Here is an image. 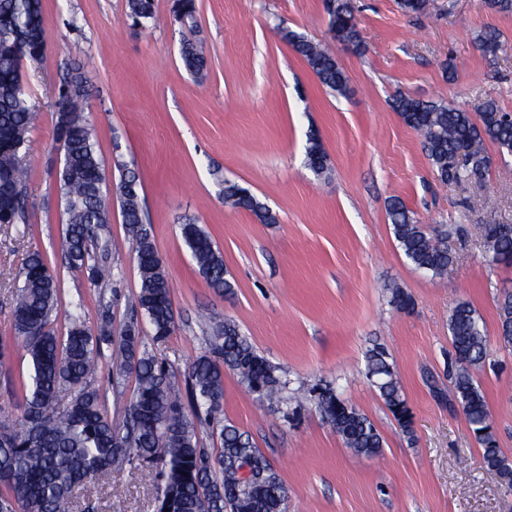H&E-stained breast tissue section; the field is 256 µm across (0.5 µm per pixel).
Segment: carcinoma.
<instances>
[{"label": "carcinoma", "instance_id": "carcinoma-1", "mask_svg": "<svg viewBox=\"0 0 512 512\" xmlns=\"http://www.w3.org/2000/svg\"><path fill=\"white\" fill-rule=\"evenodd\" d=\"M127 7L128 17L144 27L155 18L154 0H127ZM172 11L181 22L192 21L195 0H173ZM329 16L341 38L361 49L351 0H330ZM0 19L8 21L0 27V224H25L27 171L20 151L36 109L22 70L24 61H37L45 52L42 0H0ZM282 35L323 88L340 95L346 92L347 76L327 48L287 28ZM477 40L487 54L505 48L494 31L479 34ZM180 59L197 81L205 80L208 60L201 44L184 42ZM69 82L66 111L56 113L55 122V137H65L58 172L62 223L66 224L62 249L69 266L89 267L90 283L98 287L110 271L88 262L91 247L110 223L112 198L101 177L94 131L85 115L82 78L75 75ZM393 109L424 138L431 165L444 183L459 182L486 167L482 154L469 169L448 166V159L467 142L481 145L488 139L501 154L512 155L510 121L482 125L463 109L403 95L394 99ZM306 156L316 175L328 170V157L318 137L309 138ZM117 167L120 213L134 242L141 278L135 306L154 338L163 339L175 327L170 284L143 222L138 179L127 164ZM224 200L265 224L276 221L264 203L235 181H224ZM389 218L394 238L413 267L434 276L447 272L453 263L448 230L429 232L398 199L390 202ZM180 233L209 284L218 290L232 287L224 259L202 227L188 222L180 225ZM484 238L490 262L512 260V227L487 224ZM16 292L14 332L29 355L30 371L17 415L0 422V512H76V491L123 465L158 468V512H287L288 492L249 435L229 422L221 423L224 368L237 372L249 392L270 400L279 398L289 384L281 368L261 355L234 321L216 324L210 352L187 368L189 413L174 390L169 367L145 349L142 331L123 330L118 352L112 356V379L119 381L133 372L137 385L124 421L117 423L92 383L104 346L112 345L110 319L93 332L82 320L84 304L79 299L65 312L66 335H59L54 329L58 281L36 252L18 271ZM498 309L501 337L512 344L511 293L503 294ZM448 331L454 350L455 401L483 448V465L512 479V462L499 451L488 404L474 378L483 364L486 339L469 303L455 304ZM366 367L399 427L412 435V413L388 352L381 346L369 350ZM315 404L347 448L369 457L381 453L383 439L375 425L333 388H319ZM201 415L221 425V447L210 451L200 446L192 417ZM249 461L265 471L258 483L239 475Z\"/></svg>", "mask_w": 512, "mask_h": 512}]
</instances>
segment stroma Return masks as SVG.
Masks as SVG:
<instances>
[{"label": "stroma", "mask_w": 512, "mask_h": 512, "mask_svg": "<svg viewBox=\"0 0 512 512\" xmlns=\"http://www.w3.org/2000/svg\"><path fill=\"white\" fill-rule=\"evenodd\" d=\"M173 0H155V19L132 24L127 0H43L46 50L25 62L37 118L22 151L28 169V221L0 224V420L16 412L29 357L15 339L13 278L39 252L59 282L54 327L82 299L87 326L102 313L120 335L136 314L134 245L112 210L110 266L93 286L64 263L54 104L80 68L97 152L108 187L126 162L140 182L144 223L171 285L175 329L147 341L187 396V367L210 348L213 322L233 320L257 351L285 371L291 387L326 384L364 413L384 440L380 457L347 448L314 404L273 407L224 372L222 417L245 431L288 491L287 512H512V490L482 464L483 449L453 398L448 316L460 301L481 318L485 357L476 375L502 454L512 459V346L499 335L498 298L512 292V263H487L482 229L512 224V156L492 142L482 176L441 182L422 138L392 104L404 94L478 115L486 101L512 113V52L490 56L476 38L493 29L512 44V13L481 0H434L409 15L397 0H352L362 49L336 42L327 0H197L194 22L180 23ZM288 27L329 45L348 77L345 95L326 91L283 40ZM201 42L209 73L183 68L184 40ZM454 73H447L446 64ZM329 158L326 173L306 164L310 136ZM256 195L273 224L225 203L224 180ZM400 199L427 228L451 231L455 256L440 277L405 258L388 215ZM193 220L211 237L232 287L212 288L180 235ZM412 298L392 305L388 285ZM383 345L413 415L405 434L366 377L367 351ZM102 357L94 384L114 421H122L134 375L110 382ZM156 473L113 471L110 483L79 493V512H154Z\"/></svg>", "instance_id": "obj_1"}]
</instances>
